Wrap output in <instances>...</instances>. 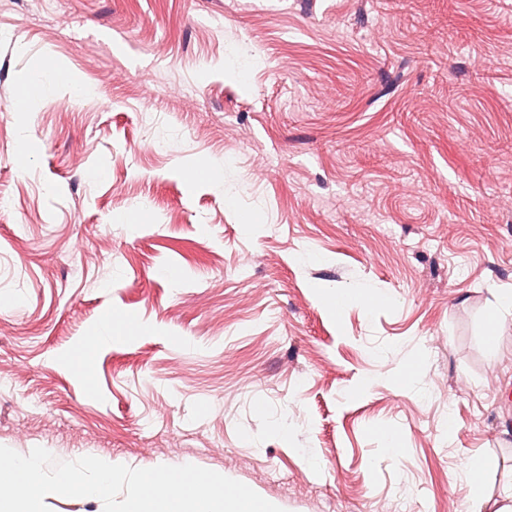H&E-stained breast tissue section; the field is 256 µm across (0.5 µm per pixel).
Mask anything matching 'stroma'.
<instances>
[{
	"label": "stroma",
	"mask_w": 512,
	"mask_h": 512,
	"mask_svg": "<svg viewBox=\"0 0 512 512\" xmlns=\"http://www.w3.org/2000/svg\"><path fill=\"white\" fill-rule=\"evenodd\" d=\"M0 194V446L512 507V0H0ZM56 68L49 60H37L31 64L28 82L19 87L16 101L15 112L20 117H25L30 111L33 98V90L40 87L43 82L54 76Z\"/></svg>",
	"instance_id": "stroma-1"
}]
</instances>
